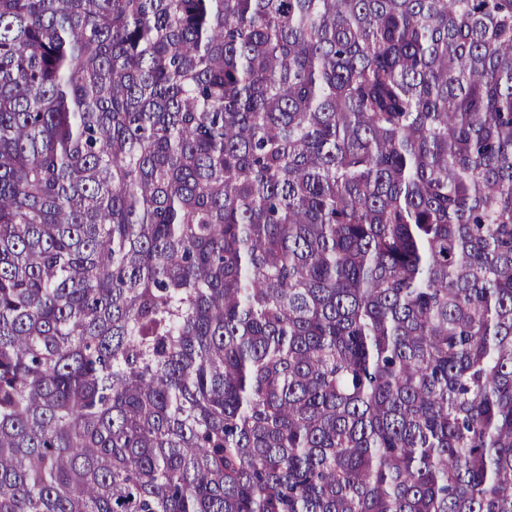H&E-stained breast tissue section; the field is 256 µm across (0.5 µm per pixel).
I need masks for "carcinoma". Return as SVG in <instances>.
<instances>
[{
  "label": "carcinoma",
  "mask_w": 512,
  "mask_h": 512,
  "mask_svg": "<svg viewBox=\"0 0 512 512\" xmlns=\"http://www.w3.org/2000/svg\"><path fill=\"white\" fill-rule=\"evenodd\" d=\"M0 512H512V0H0Z\"/></svg>",
  "instance_id": "cac0c4a2"
}]
</instances>
